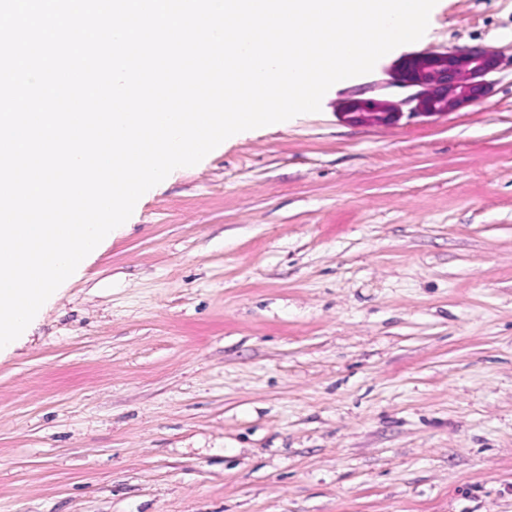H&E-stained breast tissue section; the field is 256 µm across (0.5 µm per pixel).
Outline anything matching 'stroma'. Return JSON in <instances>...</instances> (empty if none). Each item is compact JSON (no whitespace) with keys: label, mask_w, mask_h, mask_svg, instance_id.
<instances>
[{"label":"stroma","mask_w":512,"mask_h":512,"mask_svg":"<svg viewBox=\"0 0 512 512\" xmlns=\"http://www.w3.org/2000/svg\"><path fill=\"white\" fill-rule=\"evenodd\" d=\"M470 47L479 101L342 113ZM0 512H512V0L149 190L0 358Z\"/></svg>","instance_id":"obj_1"}]
</instances>
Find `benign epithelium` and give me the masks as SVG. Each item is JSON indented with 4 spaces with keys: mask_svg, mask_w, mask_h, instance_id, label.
<instances>
[{
    "mask_svg": "<svg viewBox=\"0 0 512 512\" xmlns=\"http://www.w3.org/2000/svg\"><path fill=\"white\" fill-rule=\"evenodd\" d=\"M498 66V56L485 49L413 53L392 73L393 82L415 89L413 94L398 103L352 99L344 111L356 120H390L405 105L421 114L447 113L481 99L486 94V75Z\"/></svg>",
    "mask_w": 512,
    "mask_h": 512,
    "instance_id": "1",
    "label": "benign epithelium"
}]
</instances>
